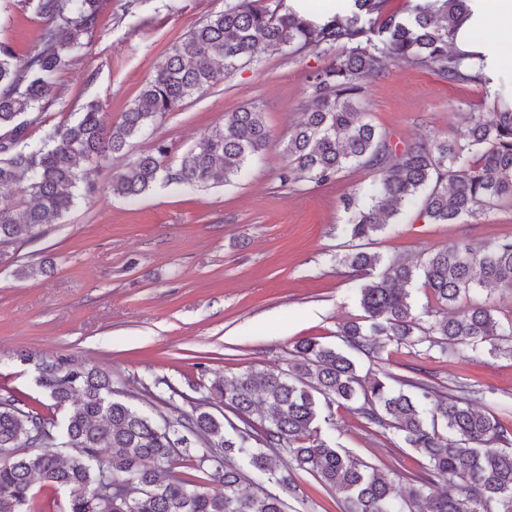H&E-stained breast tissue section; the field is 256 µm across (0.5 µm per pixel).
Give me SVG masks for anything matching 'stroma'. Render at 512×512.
<instances>
[{"label":"stroma","mask_w":512,"mask_h":512,"mask_svg":"<svg viewBox=\"0 0 512 512\" xmlns=\"http://www.w3.org/2000/svg\"><path fill=\"white\" fill-rule=\"evenodd\" d=\"M102 0L99 27L84 54L57 76L55 103L30 128L39 142L53 126L99 101L119 119L169 49L197 23L222 10L224 0ZM43 21L26 0L0 13V41L19 59L41 47ZM323 60L310 53H264L234 76L169 113L153 135L134 141V152L165 140L179 157L222 125L226 112L253 103L271 134L263 164L241 179L206 190L157 184L137 199L112 195L110 170L86 165L100 190L80 199L46 233L26 243L19 262L0 265V396L45 399L30 363L19 351L69 356L112 375L116 398L147 412L169 415L203 404L227 417L209 399L211 383L249 369H284L295 344L315 338L340 342L339 330L361 319L358 281L339 262L344 202L360 195L372 174L352 168L317 186H281L283 143L308 102L309 74ZM367 110L398 143L434 135L462 137L461 115L482 109V92L453 85L433 72L388 66L368 78ZM512 235V203L476 219L431 224L416 215L391 221L369 249L384 259L416 262L450 244L478 246ZM50 262L53 273L19 275V265ZM422 369L444 393L467 383L483 392L477 409L512 430V358L484 350L444 354L425 346L388 344L360 362L364 376L409 375ZM336 440L353 457L394 477L398 493L423 460L392 429L368 426L354 406L334 407ZM284 492L288 512H342L340 494L306 473Z\"/></svg>","instance_id":"stroma-1"}]
</instances>
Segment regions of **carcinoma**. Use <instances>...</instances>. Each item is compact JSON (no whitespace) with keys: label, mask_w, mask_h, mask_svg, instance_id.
Wrapping results in <instances>:
<instances>
[{"label":"carcinoma","mask_w":512,"mask_h":512,"mask_svg":"<svg viewBox=\"0 0 512 512\" xmlns=\"http://www.w3.org/2000/svg\"><path fill=\"white\" fill-rule=\"evenodd\" d=\"M345 2L344 10L311 19L289 0H224V9L195 25L157 65L118 122L89 101L73 120L30 144L28 117L53 104L55 77L98 28L99 0H28L44 20L41 49L19 60L0 43V195H19L21 207L18 213L0 206V264L15 262L19 249L78 199L98 193L80 161L106 164L126 155L134 139L186 99L262 51L324 60L309 75V104L284 145L288 163L280 182L324 185L354 166L374 180L363 202L349 204L343 227L349 252L342 261L361 281L364 311L363 320L339 331L343 347L304 339L286 370L215 381L211 393L243 424L231 434L199 405L177 417L150 415L112 397L107 373L67 357L28 355L64 420L58 425L35 405L0 397V512L51 508L33 492L36 479L69 491L66 512H286L284 499L265 487L290 489L286 456L294 469L341 494L344 512H512V431L474 407L476 391L443 394L420 369L409 378L367 379L357 365V358L379 354L383 339L512 357V321H501L489 301L476 298L487 286L512 290V238L479 248L442 246L416 263L365 250L388 220L414 210L433 224H453L512 202V92L494 85L486 53L456 45L472 19L470 0H406L401 12L389 10L387 0ZM390 63L479 86L489 112L462 113L461 140L435 136L401 147L363 112L365 79ZM269 144L263 112L246 104L224 113L223 127L201 137L176 167L163 166L170 146L157 140L113 171L108 189L131 198L159 182L229 184ZM417 279L435 301L427 327L406 289ZM463 295L473 298L470 306L448 312ZM348 403L358 404L367 424L395 430L424 459L407 476L406 494L336 443L332 408ZM17 448L27 452L18 455ZM236 456L252 468L258 491L240 492L245 476ZM178 464L186 471H173Z\"/></svg>","instance_id":"carcinoma-1"}]
</instances>
